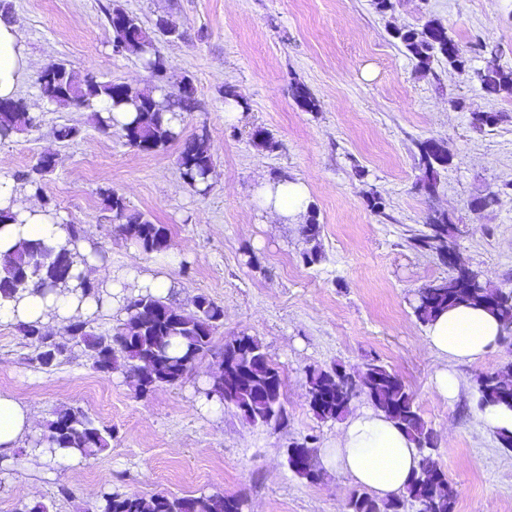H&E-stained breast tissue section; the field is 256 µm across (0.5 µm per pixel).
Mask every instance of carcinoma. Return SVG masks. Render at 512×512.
Segmentation results:
<instances>
[{
  "label": "carcinoma",
  "mask_w": 512,
  "mask_h": 512,
  "mask_svg": "<svg viewBox=\"0 0 512 512\" xmlns=\"http://www.w3.org/2000/svg\"><path fill=\"white\" fill-rule=\"evenodd\" d=\"M107 19L113 33V47L142 61L149 73L150 85L145 88L111 82H101L92 75L78 78L67 64L54 62L40 77L41 96L50 104L75 105L91 113V120L100 132L112 133V117L103 116L95 107L98 101L110 102V109L134 112L136 116L119 128L125 142L141 150L164 151L173 143L181 142L177 164L184 182L199 194L211 188L209 177L213 172V158L207 144L206 128L188 138L173 122L181 121L182 114L198 108L192 81H180L175 97L166 99L168 66L158 49L163 40L180 38L182 34L168 20L160 18L150 29L139 18L116 6ZM393 38L406 49L421 68H428L436 58H443L459 74L475 80L489 96L512 97V70L498 63V49L487 44L480 49L489 55L486 65L479 69L470 66L460 46L448 35L442 24L429 21L422 28L398 29ZM497 112H472L470 124L483 130L497 124ZM29 127H37L29 116L26 103L21 100L0 101V140ZM422 178L418 190L431 196L440 182V171L448 167L449 157L444 145L436 140L416 143ZM54 170L42 155L31 169L19 176L24 187L37 196L43 195L44 177ZM105 208L112 211L120 232L134 241L147 254H164L171 247L168 229L155 224L141 212L129 209L124 197L112 189L100 191ZM67 240L57 246L40 241H23L13 251L0 254V300L10 301L30 288L41 292L59 291L63 284L78 281L82 296L102 302L99 284L82 279L74 273V266L61 272L57 259L72 243L83 238L84 230L67 225ZM458 233L447 213L435 211L424 224V229L412 238L413 246L436 256L448 250L449 242ZM473 305L485 308L500 322L502 334L512 333V291L491 289L475 271L470 278L453 273L448 279L424 288L414 306V315L422 324L429 323L440 311L458 306ZM223 308L205 295L196 298L193 309L184 310L167 298L150 292H141L126 300L124 318L112 331L97 333L88 320H75L63 328L72 345L82 348L92 368L101 373L122 371L136 380L138 392L147 395L155 389L180 382L191 366L200 358L214 354L213 335L222 324ZM17 331L33 348L32 361L39 360L45 349L46 332L38 322L18 323ZM251 347L250 373L238 380L228 372L215 375L207 387L200 390L208 401L236 407L246 421L274 426L288 425V415L277 414L283 406V394L268 390L271 380L283 385L279 367L268 357L261 341L245 334L224 342L219 355L235 357L241 340ZM512 381V364L476 377L478 404L481 407L500 406L512 409V403L503 399L501 385ZM307 395L310 407L322 421L340 420L349 412L352 400L363 394L373 407L403 429L423 454V461L431 458L435 448L433 431L417 408L414 397L402 378L377 360L366 363L359 381L353 382L339 365L329 369L313 367L306 372ZM112 432L99 427L93 419L78 409H56L44 424L34 447L51 451L74 449L82 458L90 459L110 448ZM349 512H454V498L448 487L445 472L426 474L420 470L393 499L381 500L367 492H358L349 499ZM243 501L220 492L199 497H169L161 499L130 495L119 491L105 492L98 501L99 512H242Z\"/></svg>",
  "instance_id": "1"
}]
</instances>
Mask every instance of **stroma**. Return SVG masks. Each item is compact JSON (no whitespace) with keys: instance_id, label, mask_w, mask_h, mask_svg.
Wrapping results in <instances>:
<instances>
[{"instance_id":"stroma-1","label":"stroma","mask_w":512,"mask_h":512,"mask_svg":"<svg viewBox=\"0 0 512 512\" xmlns=\"http://www.w3.org/2000/svg\"><path fill=\"white\" fill-rule=\"evenodd\" d=\"M10 17L32 59L19 98L33 103L37 129L0 142V172L30 169L47 151L57 156L44 186L63 223L79 225L105 254L102 272L136 262L140 274L164 276L169 297L191 308L198 295L214 300L224 319L215 348L241 334L257 337L282 371L288 425L274 429L245 421L231 406L206 402L198 389L217 363L197 361L179 383L139 395L120 372H95L80 348L43 369L15 325L0 324V393L36 408L40 420L62 406L82 409L112 431L111 447L68 466H31L21 459L0 469V512L38 499L54 512H85L87 488L149 497L198 496L216 491L244 500V512H344L355 486L325 470L311 483L286 463L292 443L315 448L335 439L338 422L318 419L306 397L309 367L342 365L357 373L371 360L392 368L414 395L434 432L433 460L447 473L454 512H512V449L476 428L479 373L512 362V335L474 362L455 364L460 394L436 391L438 357L412 305L420 288L452 270L411 237L432 211L459 228L454 249L490 287L512 289V98L487 96L445 60L430 70L391 33L435 21L485 65L474 45H497L499 63L512 69V0H393L378 12L373 0H11ZM121 7L145 26L168 18L178 39L160 43L170 89L189 77L196 111L183 115V136L207 128L214 170L207 195L194 192L176 165L178 145L147 152L119 133L98 132L76 106L42 99L38 79L63 60L76 73L102 82L147 86L136 57L115 52L106 12ZM305 86L314 111L292 95ZM246 101L238 123L224 120V92ZM474 111L501 113L497 125L475 131ZM78 128L68 142L59 126ZM265 130L273 147L255 138ZM440 141L450 158L435 195L416 190L422 172L416 142ZM300 179L320 225L307 242L300 225L278 224L256 205L257 179ZM113 189L129 208L165 225L167 255L142 252L119 234L100 190ZM497 193L496 205L476 208V197ZM381 196L383 212L371 209ZM317 249L319 262L302 254ZM71 494L63 498L59 486Z\"/></svg>"}]
</instances>
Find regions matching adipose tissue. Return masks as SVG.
I'll use <instances>...</instances> for the list:
<instances>
[{"mask_svg":"<svg viewBox=\"0 0 512 512\" xmlns=\"http://www.w3.org/2000/svg\"><path fill=\"white\" fill-rule=\"evenodd\" d=\"M29 69V57L19 35V25L0 20V98L14 97ZM256 202L264 213L288 223L304 215L308 188L304 182L289 179L261 180L255 189ZM0 209L16 214L14 224L0 225V253L16 248L25 240H39L54 246L63 240L58 219L34 202H22L15 183L0 174ZM137 281L142 290L163 296L169 283L162 278H137L135 268L111 274L104 279L102 302L63 294L26 292L15 301L0 304V324L38 322L58 327L69 321L94 317L100 304L121 309L125 304L124 285ZM428 347L441 360L435 372L437 391L455 399L460 381L452 364L472 362L495 349L501 340L497 318L480 307L459 306L441 312L425 329ZM37 430L36 414L30 404L8 394H0V456H10ZM321 463L342 473L380 499L404 493L420 470L422 456L406 435L385 415L374 409L350 414L336 433L332 447L321 449Z\"/></svg>","mask_w":512,"mask_h":512,"instance_id":"1","label":"adipose tissue"}]
</instances>
